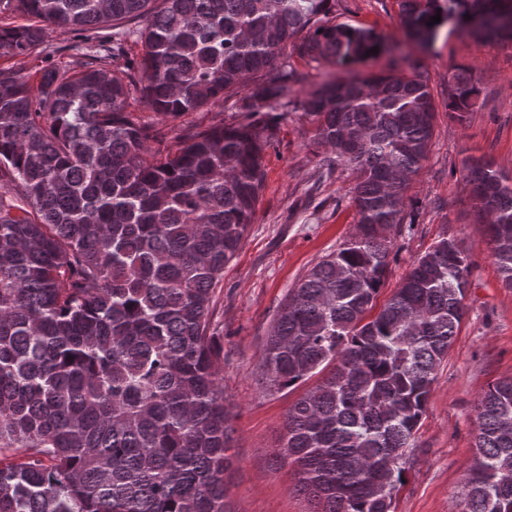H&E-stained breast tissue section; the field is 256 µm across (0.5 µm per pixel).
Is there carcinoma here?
<instances>
[{"label":"carcinoma","instance_id":"cac0c4a2","mask_svg":"<svg viewBox=\"0 0 512 512\" xmlns=\"http://www.w3.org/2000/svg\"><path fill=\"white\" fill-rule=\"evenodd\" d=\"M328 2L7 0L32 22L0 25V55L28 54L56 26L132 19L145 52L136 79L53 67L33 86L0 71V512H231L212 298L265 188L277 107L299 82L283 57L291 46L344 64L380 45L331 22ZM397 2L422 44L442 23L512 44V0ZM408 68L330 77L301 101L328 168L356 174L355 231L288 291L263 361L270 390L322 374L274 453L315 512H391L466 314L468 257L444 236L369 316L434 130L428 83ZM476 95L454 74L448 111L463 120ZM134 96L171 118L232 99L235 121L168 145L128 110ZM464 179L512 288V183L483 159ZM477 411L461 512H512V379Z\"/></svg>","mask_w":512,"mask_h":512}]
</instances>
